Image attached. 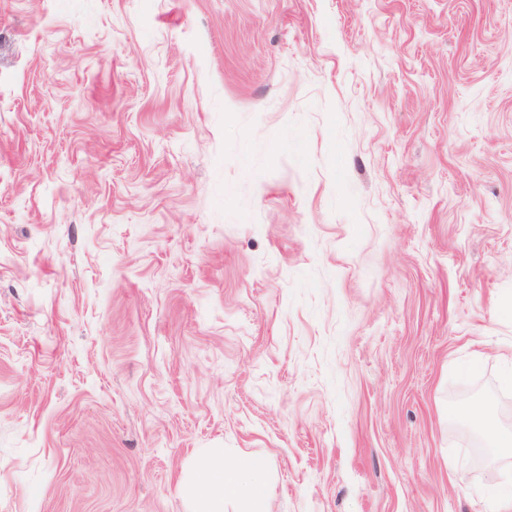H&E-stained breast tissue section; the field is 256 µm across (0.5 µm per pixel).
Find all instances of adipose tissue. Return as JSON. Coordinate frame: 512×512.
<instances>
[{"label": "adipose tissue", "instance_id": "1", "mask_svg": "<svg viewBox=\"0 0 512 512\" xmlns=\"http://www.w3.org/2000/svg\"><path fill=\"white\" fill-rule=\"evenodd\" d=\"M265 467L259 458L248 459L242 465L203 460L200 475L190 487L201 504L200 512H224L225 500L237 498L245 500L247 512H267Z\"/></svg>", "mask_w": 512, "mask_h": 512}]
</instances>
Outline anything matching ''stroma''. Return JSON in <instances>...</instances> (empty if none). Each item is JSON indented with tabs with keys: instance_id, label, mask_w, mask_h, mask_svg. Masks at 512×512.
I'll list each match as a JSON object with an SVG mask.
<instances>
[{
	"instance_id": "1",
	"label": "stroma",
	"mask_w": 512,
	"mask_h": 512,
	"mask_svg": "<svg viewBox=\"0 0 512 512\" xmlns=\"http://www.w3.org/2000/svg\"><path fill=\"white\" fill-rule=\"evenodd\" d=\"M512 432V0H0V512H486ZM478 418L481 421L483 429L487 432L489 437L493 441V447L498 448L502 451H508L512 453V437L511 433L505 434L500 431L496 426L494 419H491L488 414L484 411L478 412ZM266 464L260 458H250L243 465L205 459L200 465V476L190 487L200 502L198 512H223L225 499L242 498L245 512H267V492L263 480Z\"/></svg>"
}]
</instances>
